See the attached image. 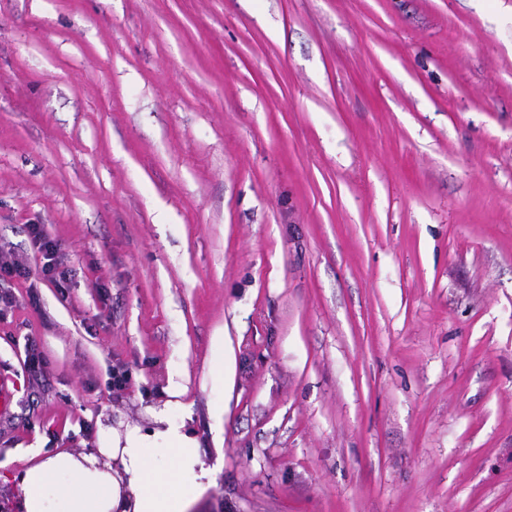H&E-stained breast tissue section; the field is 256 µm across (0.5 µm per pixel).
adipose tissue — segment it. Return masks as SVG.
<instances>
[{
    "mask_svg": "<svg viewBox=\"0 0 512 512\" xmlns=\"http://www.w3.org/2000/svg\"><path fill=\"white\" fill-rule=\"evenodd\" d=\"M154 421L148 431L98 421L88 451L26 449L28 464L15 486L23 512H194L217 468L206 463L194 435L164 413ZM57 478L66 484L56 492Z\"/></svg>",
    "mask_w": 512,
    "mask_h": 512,
    "instance_id": "adipose-tissue-1",
    "label": "adipose tissue"
}]
</instances>
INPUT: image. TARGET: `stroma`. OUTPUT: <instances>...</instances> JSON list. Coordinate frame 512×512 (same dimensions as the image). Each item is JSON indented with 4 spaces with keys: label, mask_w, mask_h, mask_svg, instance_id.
Masks as SVG:
<instances>
[{
    "label": "stroma",
    "mask_w": 512,
    "mask_h": 512,
    "mask_svg": "<svg viewBox=\"0 0 512 512\" xmlns=\"http://www.w3.org/2000/svg\"><path fill=\"white\" fill-rule=\"evenodd\" d=\"M0 258V512L163 409L200 512H512V0H0ZM32 243L42 257L41 275L52 283L60 293H66L71 282V271L62 266L59 260L61 244L51 238L43 225L31 224L28 227Z\"/></svg>",
    "instance_id": "stroma-1"
}]
</instances>
